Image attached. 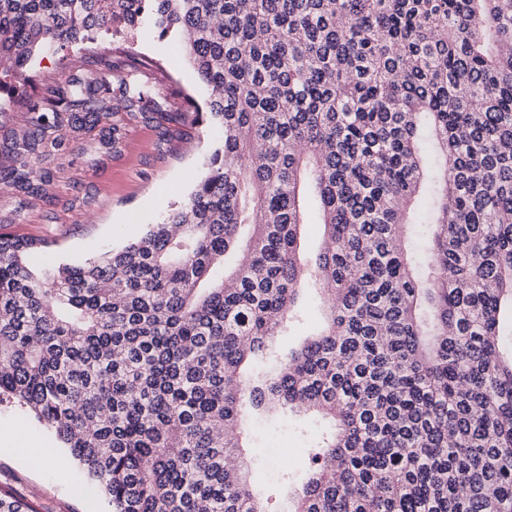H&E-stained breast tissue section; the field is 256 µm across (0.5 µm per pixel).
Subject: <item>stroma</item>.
Here are the masks:
<instances>
[{
    "label": "stroma",
    "mask_w": 512,
    "mask_h": 512,
    "mask_svg": "<svg viewBox=\"0 0 512 512\" xmlns=\"http://www.w3.org/2000/svg\"><path fill=\"white\" fill-rule=\"evenodd\" d=\"M121 47L133 57L152 58L140 81L154 86L179 114L167 128L137 120L126 126L117 148L100 142L99 129L63 128L62 150L51 157L50 181L29 194L0 188V226L45 240L36 267L79 263L139 236L193 188L205 155L221 136L194 124L185 102L204 103L202 87L180 44L151 26L104 36L65 50L36 53L29 70L38 97L52 96L72 80L90 82L95 59ZM324 422L309 414L280 411L252 422V477L279 512H287L293 490L278 484L282 471L303 472L307 434ZM0 490L28 502L34 512H103L102 498L81 469L69 461L54 433L18 404L0 403Z\"/></svg>",
    "instance_id": "35a3bbf8"
}]
</instances>
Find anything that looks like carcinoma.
<instances>
[{"mask_svg":"<svg viewBox=\"0 0 512 512\" xmlns=\"http://www.w3.org/2000/svg\"><path fill=\"white\" fill-rule=\"evenodd\" d=\"M142 23L183 42L223 139L119 250L38 270L44 241L0 232V402L107 512H276L242 441L278 409L331 422L292 512H512V0H0V114L35 51ZM98 64L27 103L1 180L39 192L64 125L114 146L166 119ZM306 289L326 325L283 357ZM323 227L321 224H305L302 233V249L308 260L314 259L322 245Z\"/></svg>","mask_w":512,"mask_h":512,"instance_id":"1","label":"carcinoma"}]
</instances>
